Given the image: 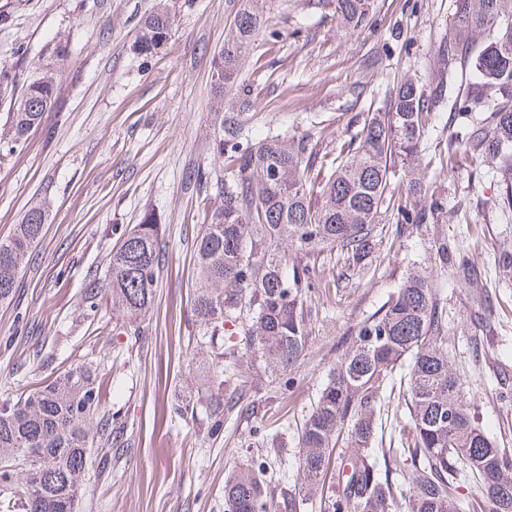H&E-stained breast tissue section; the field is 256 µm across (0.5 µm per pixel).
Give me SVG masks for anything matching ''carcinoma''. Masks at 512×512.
I'll list each match as a JSON object with an SVG mask.
<instances>
[{
	"label": "carcinoma",
	"instance_id": "carcinoma-1",
	"mask_svg": "<svg viewBox=\"0 0 512 512\" xmlns=\"http://www.w3.org/2000/svg\"><path fill=\"white\" fill-rule=\"evenodd\" d=\"M353 31L366 26L374 0H323ZM264 0H240L224 48L211 110L217 132L213 158L224 173L197 168L193 177L220 203L205 207L194 245L192 319L200 344L210 349L203 374L211 398L174 408L177 419H207V435L224 431V391L239 415L247 381L244 360H258L277 379L298 368L308 336V297L336 280L315 274L321 250H337L347 269H361L376 247V225L418 229L446 212L419 166L429 124L446 94H455L438 156L463 153L497 160L512 172V0H455L448 54L437 57L448 83L425 88L407 77L390 92L389 107L373 112L356 132L327 150L309 135L268 132L251 139L254 101L232 96L247 51L263 25ZM169 0H155L138 24L137 54L149 59L169 40ZM470 81L456 89L458 64ZM56 77L34 80L9 112L13 151L37 128L51 105ZM215 194H209V191ZM47 211L32 204L13 231L0 238V303L13 299L32 247L43 235ZM294 246L290 256L283 244ZM439 266L471 275L467 252L448 262V243L436 249ZM160 225L152 213L112 248L107 273L86 277L82 302L96 312L112 307L115 323L138 335L135 324L154 305L161 265ZM440 291L427 271L412 269L397 292L355 330L352 344L298 432L301 501L323 512H463L457 489L464 477L477 489L469 506L512 512V455L481 428L460 378L448 360ZM237 341L224 346V335ZM100 365L78 363L40 388L0 404V509L3 512H75L94 441L112 443L119 417L102 403ZM405 406L408 428H388L390 404ZM412 463L408 487L400 462ZM336 464L342 483L324 496ZM276 466L263 459L239 466L224 482L225 512H271Z\"/></svg>",
	"mask_w": 512,
	"mask_h": 512
}]
</instances>
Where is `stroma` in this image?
<instances>
[{
	"instance_id": "obj_1",
	"label": "stroma",
	"mask_w": 512,
	"mask_h": 512,
	"mask_svg": "<svg viewBox=\"0 0 512 512\" xmlns=\"http://www.w3.org/2000/svg\"><path fill=\"white\" fill-rule=\"evenodd\" d=\"M153 0H0V65L17 89L51 73L53 104L40 125L0 158V238L30 202L47 224L21 274L15 298L0 304V402L14 401L70 365L96 361L108 408L125 423L120 446L95 450L77 512H224V480L264 458L274 434L286 446V477L274 512H319L301 503L298 429L357 324L386 302L412 262L428 267L448 311L453 371L479 424L512 448V272L498 266L512 250V211L502 208L496 164L464 157L430 168L435 195L447 198L438 222L397 233L377 227L365 269H340L335 288L313 296L305 355L287 388L257 361L242 370L255 419L229 414L221 436L200 419L171 420L174 404L206 398L192 334V254L202 222L190 173L214 167L209 145L213 58L239 0H176L169 41L149 62L134 50L140 17ZM454 0H375L368 24L340 27L317 0H267L263 28L236 83L257 104L256 135L275 130L325 145L347 138L355 120L382 106L405 77L432 86ZM155 212L163 257L154 308L139 336L112 329L111 309L83 313L88 272L105 273L122 234ZM468 249L477 278L435 264L434 243Z\"/></svg>"
}]
</instances>
